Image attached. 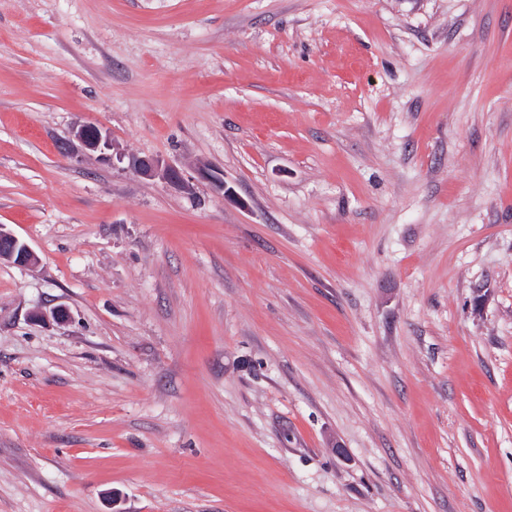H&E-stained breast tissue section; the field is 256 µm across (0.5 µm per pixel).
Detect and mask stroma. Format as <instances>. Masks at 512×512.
Listing matches in <instances>:
<instances>
[{
    "label": "stroma",
    "instance_id": "1",
    "mask_svg": "<svg viewBox=\"0 0 512 512\" xmlns=\"http://www.w3.org/2000/svg\"><path fill=\"white\" fill-rule=\"evenodd\" d=\"M1 224L0 512H512V0H0ZM74 136L89 153L100 152L103 155L105 150H110L112 147L108 137L94 124L77 125L74 130ZM128 168L145 178H161L172 187L186 193L193 190L194 182H210L222 191L224 198H234V192L226 182L205 167L198 168L196 176L188 179L175 164H168L154 157L132 155L128 156ZM0 259H7L18 265H30L37 261L31 249L4 229V225H0Z\"/></svg>",
    "mask_w": 512,
    "mask_h": 512
}]
</instances>
